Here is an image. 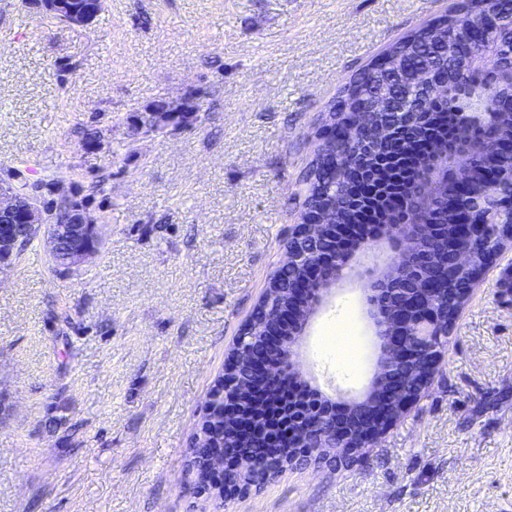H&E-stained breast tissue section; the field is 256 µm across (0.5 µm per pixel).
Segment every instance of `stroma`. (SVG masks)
I'll list each match as a JSON object with an SVG mask.
<instances>
[{
  "instance_id": "35a3bbf8",
  "label": "stroma",
  "mask_w": 512,
  "mask_h": 512,
  "mask_svg": "<svg viewBox=\"0 0 512 512\" xmlns=\"http://www.w3.org/2000/svg\"><path fill=\"white\" fill-rule=\"evenodd\" d=\"M454 4L104 0L77 27L0 0V182L52 214L81 203L103 238L67 268L40 237L0 272V512H215L187 484L188 448L303 210L326 110ZM160 109L198 118L150 127ZM299 353L313 384L367 386L350 281ZM232 512H512V253L374 446L287 470Z\"/></svg>"
}]
</instances>
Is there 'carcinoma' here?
<instances>
[{
    "label": "carcinoma",
    "mask_w": 512,
    "mask_h": 512,
    "mask_svg": "<svg viewBox=\"0 0 512 512\" xmlns=\"http://www.w3.org/2000/svg\"><path fill=\"white\" fill-rule=\"evenodd\" d=\"M488 58L493 67L477 71L471 79L489 90L487 111L490 120L477 134L491 140L495 126L512 122V90L496 83L495 66L512 62V4L508 0H464L447 15L435 18L396 42L368 64L340 91L328 109L324 126L330 129L322 139L304 177L305 209L339 207L343 223L356 228L346 236L354 243L360 236V224H395L411 204V190L436 153L451 151L458 145V130L465 122L464 112L468 88L459 86L447 101L424 100L414 113L397 119L388 128L389 151L375 173L358 179L352 170L343 167L345 159L357 160L361 149L360 135L365 128L362 112L366 105L381 99V92L395 88L407 94L417 93L414 78L423 73L435 78L448 74L451 63L459 59ZM512 169V153L502 146L475 159L468 180L459 185L448 181L443 190L444 200L437 202L425 216L435 262L429 270L436 287L446 291V297L457 298L456 289L466 287L445 265V255L459 247H490L496 242V231L488 229L477 243L459 230L460 221L469 209L468 194L498 183L504 195H509L508 177ZM225 385L217 380V398L206 436H194L189 451L187 474L195 489H206L215 508L224 507L220 487L211 484L206 461L200 456L199 444L220 447L224 434L234 432L231 441L245 460L230 477L240 485L255 484L273 471L280 460L292 454V449L266 440L268 425H280L288 430L289 397L312 398L313 392L279 386L272 390L258 386L257 393L247 399L225 401ZM233 415L224 419V408ZM389 406L371 407L367 411L365 428L379 426L391 417Z\"/></svg>",
    "instance_id": "cac0c4a2"
}]
</instances>
